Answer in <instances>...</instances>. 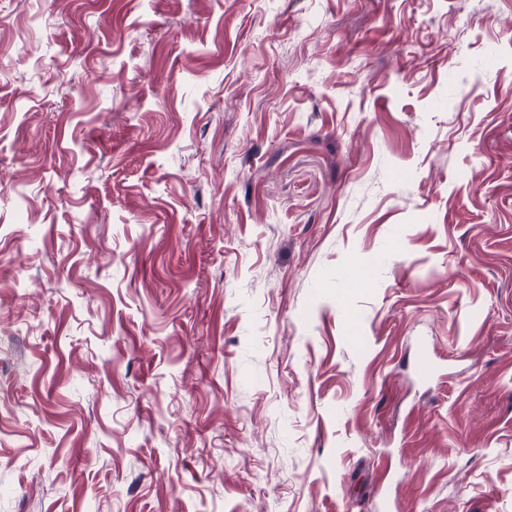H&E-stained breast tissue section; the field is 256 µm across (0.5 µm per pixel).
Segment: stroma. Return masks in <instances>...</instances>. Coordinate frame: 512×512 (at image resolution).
<instances>
[{
	"label": "stroma",
	"mask_w": 512,
	"mask_h": 512,
	"mask_svg": "<svg viewBox=\"0 0 512 512\" xmlns=\"http://www.w3.org/2000/svg\"><path fill=\"white\" fill-rule=\"evenodd\" d=\"M0 512H512V0H0Z\"/></svg>",
	"instance_id": "obj_1"
}]
</instances>
